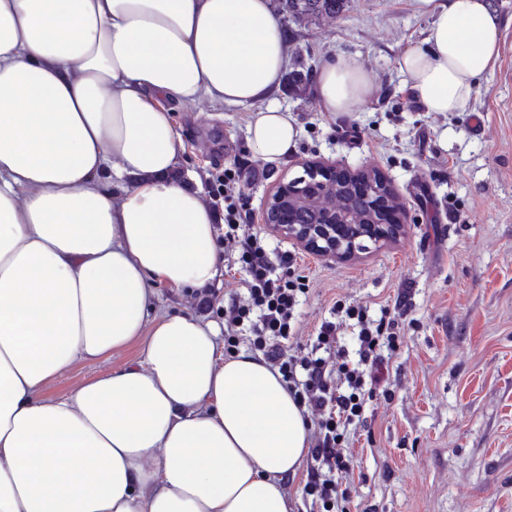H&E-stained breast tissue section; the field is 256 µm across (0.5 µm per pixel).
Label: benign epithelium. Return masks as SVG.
I'll list each match as a JSON object with an SVG mask.
<instances>
[{
	"label": "benign epithelium",
	"instance_id": "7a95c632",
	"mask_svg": "<svg viewBox=\"0 0 512 512\" xmlns=\"http://www.w3.org/2000/svg\"><path fill=\"white\" fill-rule=\"evenodd\" d=\"M339 164L329 160L302 163V174L282 176L267 192L261 223L273 234L291 241L324 260L345 259L374 246L381 248L404 230L385 224L372 202L378 197L392 209L404 211L398 191L377 170L363 168L350 179L336 178ZM306 211L310 224L296 223Z\"/></svg>",
	"mask_w": 512,
	"mask_h": 512
}]
</instances>
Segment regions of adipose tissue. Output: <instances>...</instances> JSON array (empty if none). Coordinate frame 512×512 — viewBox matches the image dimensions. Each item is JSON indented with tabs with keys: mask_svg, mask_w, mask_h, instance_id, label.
Masks as SVG:
<instances>
[{
	"mask_svg": "<svg viewBox=\"0 0 512 512\" xmlns=\"http://www.w3.org/2000/svg\"><path fill=\"white\" fill-rule=\"evenodd\" d=\"M398 69L428 112L465 111L499 57L488 0H422ZM271 0H0V512H289L311 425L281 374L220 329L155 314L154 284L220 274L216 214L177 180L171 104L251 110L254 154L299 130ZM371 86L355 55L319 68L323 111ZM142 361L46 395L77 365Z\"/></svg>",
	"mask_w": 512,
	"mask_h": 512,
	"instance_id": "ef3b65f1",
	"label": "adipose tissue"
}]
</instances>
